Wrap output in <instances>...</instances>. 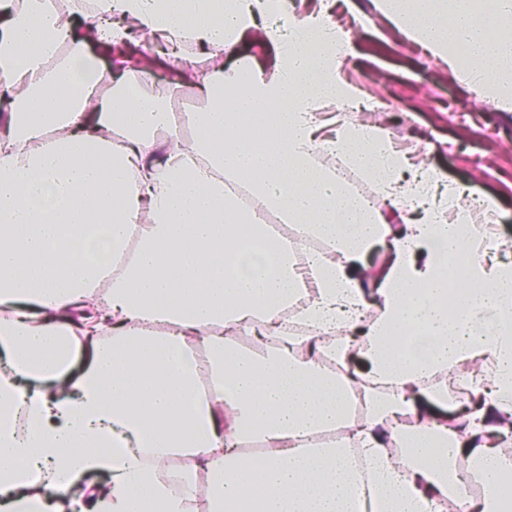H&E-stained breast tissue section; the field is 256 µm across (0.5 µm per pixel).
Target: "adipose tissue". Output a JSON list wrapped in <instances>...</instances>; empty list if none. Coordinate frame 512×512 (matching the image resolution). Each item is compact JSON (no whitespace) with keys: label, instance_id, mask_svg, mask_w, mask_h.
<instances>
[{"label":"adipose tissue","instance_id":"1","mask_svg":"<svg viewBox=\"0 0 512 512\" xmlns=\"http://www.w3.org/2000/svg\"><path fill=\"white\" fill-rule=\"evenodd\" d=\"M82 3L0 0V512H512V264L465 186L430 200L434 169L327 111L358 96L327 0ZM371 4L512 112V0ZM144 43L204 108L155 93ZM238 181L325 251L299 258Z\"/></svg>","mask_w":512,"mask_h":512}]
</instances>
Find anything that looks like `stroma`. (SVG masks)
I'll return each mask as SVG.
<instances>
[{"label":"stroma","instance_id":"stroma-1","mask_svg":"<svg viewBox=\"0 0 512 512\" xmlns=\"http://www.w3.org/2000/svg\"><path fill=\"white\" fill-rule=\"evenodd\" d=\"M335 15L355 26L346 78L366 97L390 103L386 112L365 113L364 121L436 169L441 183L466 185L461 206L493 201L488 234L502 244L498 259L512 262V112L483 100L388 22L354 23L342 2Z\"/></svg>","mask_w":512,"mask_h":512}]
</instances>
